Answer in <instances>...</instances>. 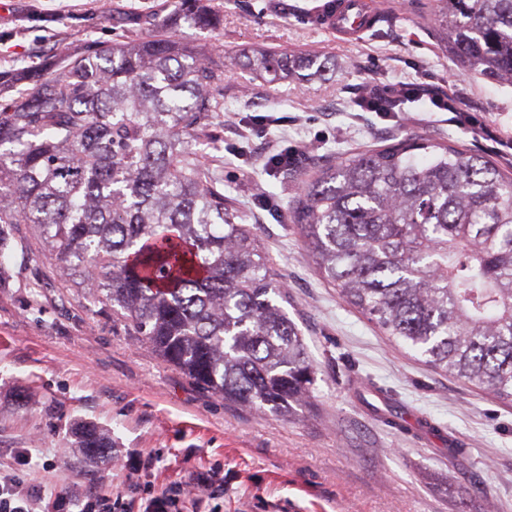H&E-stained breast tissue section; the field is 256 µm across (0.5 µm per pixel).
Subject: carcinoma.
Masks as SVG:
<instances>
[{"instance_id": "1", "label": "carcinoma", "mask_w": 512, "mask_h": 512, "mask_svg": "<svg viewBox=\"0 0 512 512\" xmlns=\"http://www.w3.org/2000/svg\"><path fill=\"white\" fill-rule=\"evenodd\" d=\"M466 74L512 83V0H434ZM185 22L221 23L207 0ZM268 82L305 61L259 48ZM226 64L237 58L226 56ZM224 64V65H226ZM224 65L168 35L23 74L0 102V260L32 225L89 306L224 402L288 418L317 368L257 227L195 149L224 110ZM293 221L315 269L389 340L512 403V173L478 151L403 138L303 181ZM95 465L111 439L79 426Z\"/></svg>"}]
</instances>
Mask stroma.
Masks as SVG:
<instances>
[{"label":"stroma","mask_w":512,"mask_h":512,"mask_svg":"<svg viewBox=\"0 0 512 512\" xmlns=\"http://www.w3.org/2000/svg\"><path fill=\"white\" fill-rule=\"evenodd\" d=\"M322 2L211 0L224 22L201 30L182 20L178 0H0L5 100L20 92L21 74L60 50L77 55L161 30L217 64L262 47L325 64L276 83L225 73L224 110L200 146L220 160L225 196L256 225L288 292V315L318 366L314 402L289 420L224 403L131 336L111 306L87 307L35 229L17 224L13 257L0 267V472L48 493L95 489L118 498V512H144L150 495L176 490L195 469L218 472L223 485L179 512H512V404L427 366L347 307L292 222L303 180L326 161L398 137L449 140L512 167L503 150L512 144V85L463 74L432 0H379L384 22L352 43L311 22ZM399 81L446 87L491 137L419 102L387 115L355 110L366 89ZM273 148L294 149L295 169L265 167ZM373 388L441 435L385 423L362 401ZM81 423L110 436V464L87 462Z\"/></svg>","instance_id":"stroma-1"}]
</instances>
